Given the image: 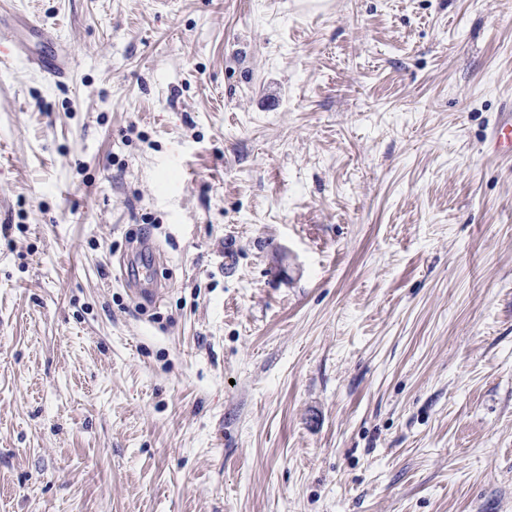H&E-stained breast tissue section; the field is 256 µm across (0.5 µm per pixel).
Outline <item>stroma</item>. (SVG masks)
<instances>
[{"label": "stroma", "instance_id": "stroma-1", "mask_svg": "<svg viewBox=\"0 0 512 512\" xmlns=\"http://www.w3.org/2000/svg\"><path fill=\"white\" fill-rule=\"evenodd\" d=\"M11 9L0 512H512V0ZM7 2L10 1L2 0L0 2V56H23L29 63L38 68L40 72L53 78L55 81H60L61 78L66 77L68 63L65 59L59 56H41L30 53L24 43L16 37L15 30L6 25L5 18L10 14L4 7V4ZM512 103L507 112H502L506 118L493 128L488 145L493 153H504L512 156ZM155 261L156 257H153L141 265V271H138L137 287L132 288V293L137 299L150 303H156L164 294V289L153 275Z\"/></svg>", "mask_w": 512, "mask_h": 512}]
</instances>
